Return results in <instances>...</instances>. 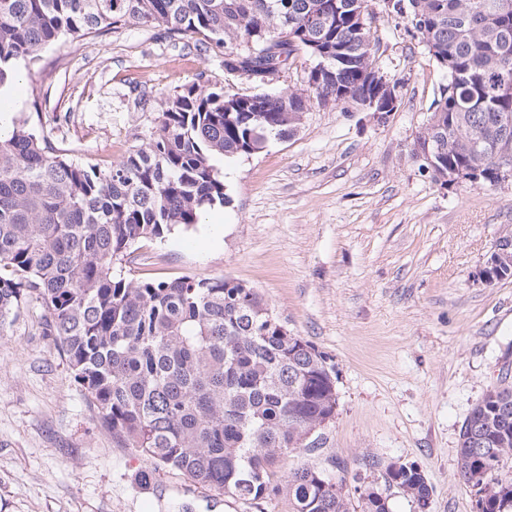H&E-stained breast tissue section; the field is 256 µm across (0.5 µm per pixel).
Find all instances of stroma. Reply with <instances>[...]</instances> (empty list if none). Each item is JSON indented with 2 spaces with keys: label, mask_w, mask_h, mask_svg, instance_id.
I'll return each mask as SVG.
<instances>
[{
  "label": "stroma",
  "mask_w": 512,
  "mask_h": 512,
  "mask_svg": "<svg viewBox=\"0 0 512 512\" xmlns=\"http://www.w3.org/2000/svg\"><path fill=\"white\" fill-rule=\"evenodd\" d=\"M371 30L379 66L400 81L395 111L315 108L290 138L226 157L229 203L139 244L126 272L236 279L330 357L336 415L316 451L282 462L280 483L313 464L413 512L383 479L400 460L424 471L429 512H476L458 438L487 389L512 382V278L485 286L475 274L512 232V185L444 186L421 171L414 143L446 74L405 19L379 11ZM308 67L300 57L271 83L248 82L225 71L223 49L200 53L163 27L128 25L21 65L13 119L43 122L70 160L106 169L149 141L165 97L197 74L212 89L263 94L305 90ZM0 512L292 509L287 494L235 500L118 447L31 305L0 336Z\"/></svg>",
  "instance_id": "35a3bbf8"
}]
</instances>
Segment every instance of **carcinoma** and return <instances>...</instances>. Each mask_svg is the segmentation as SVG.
Returning a JSON list of instances; mask_svg holds the SVG:
<instances>
[{"label":"carcinoma","mask_w":512,"mask_h":512,"mask_svg":"<svg viewBox=\"0 0 512 512\" xmlns=\"http://www.w3.org/2000/svg\"><path fill=\"white\" fill-rule=\"evenodd\" d=\"M370 0H0V86L50 44L129 23L196 37L195 47L240 46L245 73L312 61L296 113L360 106L373 90L378 40L353 20ZM408 20L448 76L431 118L447 130L444 164H512V0H405ZM204 75L168 97L156 131L112 168L63 157L53 129L16 125L0 136V335L33 302L121 448L226 497L280 491L277 465L336 414L330 358L288 330L258 291L231 278L134 279L124 265L139 241L197 223L229 197L217 161L248 155L294 124L282 93L262 111H224L228 94ZM512 386L488 389L458 439V475L477 512H512ZM387 482L426 512L431 487L413 462ZM293 512H351L346 479L303 465L288 476ZM362 512H390L359 489Z\"/></svg>","instance_id":"carcinoma-1"}]
</instances>
